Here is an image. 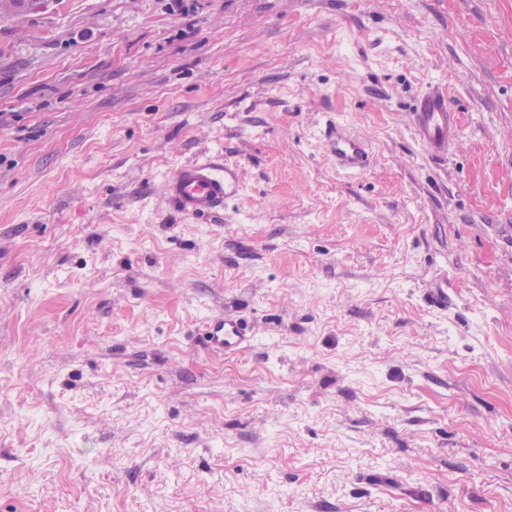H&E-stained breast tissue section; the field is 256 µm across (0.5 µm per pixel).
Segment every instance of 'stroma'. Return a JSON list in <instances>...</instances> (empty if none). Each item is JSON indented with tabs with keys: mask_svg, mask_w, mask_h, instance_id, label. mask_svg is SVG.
<instances>
[{
	"mask_svg": "<svg viewBox=\"0 0 512 512\" xmlns=\"http://www.w3.org/2000/svg\"><path fill=\"white\" fill-rule=\"evenodd\" d=\"M185 6L0 10V512H512V0ZM411 122L418 140L437 155L448 154L458 142L459 114L443 89L428 91L416 100ZM325 133L326 151L337 169L357 174L367 168L372 153L365 139L347 132L338 121L327 125ZM240 167L222 154L203 155L176 166L165 178L162 192L184 217L207 218L242 191ZM203 341L208 349L224 356L242 353L251 347L255 333L241 317L218 314L212 315L204 323Z\"/></svg>",
	"mask_w": 512,
	"mask_h": 512,
	"instance_id": "1",
	"label": "stroma"
}]
</instances>
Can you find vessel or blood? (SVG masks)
Returning <instances> with one entry per match:
<instances>
[{
    "label": "vessel or blood",
    "mask_w": 512,
    "mask_h": 512,
    "mask_svg": "<svg viewBox=\"0 0 512 512\" xmlns=\"http://www.w3.org/2000/svg\"><path fill=\"white\" fill-rule=\"evenodd\" d=\"M411 122L418 140L435 154H447L458 142L459 115L445 90L421 95L414 104ZM326 151L337 169L348 174L363 172L371 157L367 141L337 122L326 127ZM242 188L240 167L223 155L211 154L176 166L166 176L162 192L184 217L201 219L223 209ZM254 337L253 327L238 316L221 313L204 323L206 347L225 356L242 353L251 347Z\"/></svg>",
    "instance_id": "b4317fda"
}]
</instances>
